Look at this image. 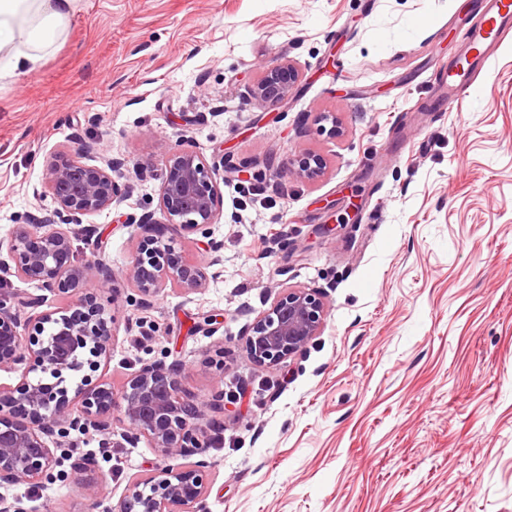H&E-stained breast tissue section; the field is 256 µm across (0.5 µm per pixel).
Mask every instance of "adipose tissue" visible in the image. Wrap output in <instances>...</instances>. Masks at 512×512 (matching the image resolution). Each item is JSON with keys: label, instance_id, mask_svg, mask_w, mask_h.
Wrapping results in <instances>:
<instances>
[{"label": "adipose tissue", "instance_id": "ef3b65f1", "mask_svg": "<svg viewBox=\"0 0 512 512\" xmlns=\"http://www.w3.org/2000/svg\"><path fill=\"white\" fill-rule=\"evenodd\" d=\"M79 0H0V80L35 72Z\"/></svg>", "mask_w": 512, "mask_h": 512}]
</instances>
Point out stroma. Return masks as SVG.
I'll use <instances>...</instances> for the list:
<instances>
[{"mask_svg": "<svg viewBox=\"0 0 512 512\" xmlns=\"http://www.w3.org/2000/svg\"><path fill=\"white\" fill-rule=\"evenodd\" d=\"M478 19L475 0H80L40 70L0 82V242L53 213L57 152L94 138L152 164L86 219L78 257L118 275L95 285L117 303L99 369L114 393L175 360L201 401L234 393L202 418L207 512H512V38L437 107ZM283 58L302 73L288 101L246 102ZM323 112L341 136L321 132ZM165 147L264 178L220 172L218 277L145 308L121 273L139 218L165 220ZM308 151L325 161L313 182L290 172ZM289 288L323 290L325 326L257 364L246 327ZM123 431L117 409L111 432H71L52 479L12 495L27 512H119L139 479L186 465ZM82 455L95 470L79 479Z\"/></svg>", "mask_w": 512, "mask_h": 512, "instance_id": "1", "label": "stroma"}]
</instances>
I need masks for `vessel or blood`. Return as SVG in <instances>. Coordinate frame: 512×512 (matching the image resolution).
<instances>
[{
  "instance_id": "b4317fda",
  "label": "vessel or blood",
  "mask_w": 512,
  "mask_h": 512,
  "mask_svg": "<svg viewBox=\"0 0 512 512\" xmlns=\"http://www.w3.org/2000/svg\"><path fill=\"white\" fill-rule=\"evenodd\" d=\"M477 7L482 20L468 27L465 49L441 83L440 99L448 107L468 93L475 71L484 68L512 36V0H479Z\"/></svg>"
}]
</instances>
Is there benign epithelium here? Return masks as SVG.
<instances>
[{
	"label": "benign epithelium",
	"mask_w": 512,
	"mask_h": 512,
	"mask_svg": "<svg viewBox=\"0 0 512 512\" xmlns=\"http://www.w3.org/2000/svg\"><path fill=\"white\" fill-rule=\"evenodd\" d=\"M300 80L298 68L283 59L264 68L245 87L244 98L255 105L282 103ZM329 137L342 135L333 112L318 118ZM99 153L94 142L73 152H59L50 162L45 188L52 196L55 217L31 214L13 228L0 256V283L14 275L68 300L61 308L24 317L20 308L41 306L42 297L0 292V370L18 374L14 386L0 385V512H24L9 489L36 485L49 478L56 464L54 449L72 430L104 431L120 404L125 436L146 441L169 455L188 456L206 447L199 424L203 403L181 391V366L162 361L143 366L120 395L94 376L101 360L111 357L115 308L98 299L93 284L116 279L112 269L96 260L75 257L73 224L121 202L126 188L120 180L142 178L149 162L124 158L89 163ZM323 159L303 155L293 173L304 181L323 174ZM221 195L218 174L194 150L165 152L160 208L165 222L139 219L143 235L125 271L124 280L145 302L174 286L186 293L207 287L218 275L221 244L210 242L205 263L186 260L175 249L180 232L205 233L216 223ZM61 222H56V219ZM326 309L320 291L290 288L260 311L245 333V348L261 365H277L301 353L320 334ZM206 497L205 465L162 468L144 479L125 498L120 512H200Z\"/></svg>",
	"instance_id": "7a95c632"
}]
</instances>
